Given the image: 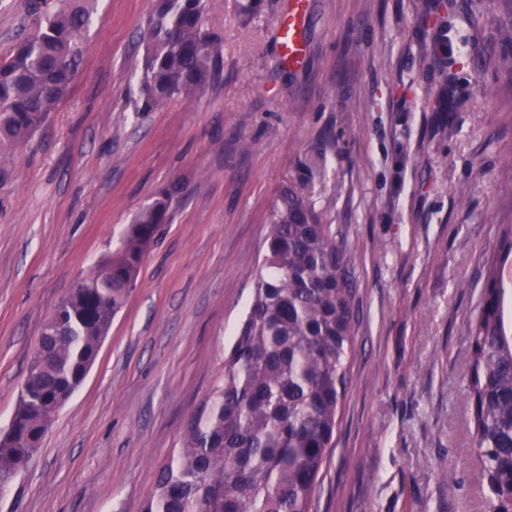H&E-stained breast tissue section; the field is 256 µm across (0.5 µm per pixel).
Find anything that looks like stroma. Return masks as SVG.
Instances as JSON below:
<instances>
[{"instance_id":"obj_1","label":"stroma","mask_w":512,"mask_h":512,"mask_svg":"<svg viewBox=\"0 0 512 512\" xmlns=\"http://www.w3.org/2000/svg\"><path fill=\"white\" fill-rule=\"evenodd\" d=\"M287 4L248 18L239 0H211L222 72L193 101L144 112L153 0H98L68 96L0 150V431L56 304L176 190L137 288L0 512H141L224 368L289 183L346 236L357 315L313 512H490L467 328L512 224L499 176L512 44L496 38L512 0H310L299 67L280 52ZM34 19L33 0H0V56ZM477 81L495 93L471 94Z\"/></svg>"}]
</instances>
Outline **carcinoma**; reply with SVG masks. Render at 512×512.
I'll return each instance as SVG.
<instances>
[{"mask_svg": "<svg viewBox=\"0 0 512 512\" xmlns=\"http://www.w3.org/2000/svg\"><path fill=\"white\" fill-rule=\"evenodd\" d=\"M95 0H58L35 32L0 59V145L26 142L70 92L81 37ZM209 0H155L146 27L141 110L195 98L221 72L224 42L205 29ZM174 190L140 210L117 250L77 281L42 329L46 354L30 357L11 419L0 438V485L39 450L55 415L94 364L112 319L136 288L140 265ZM246 317L224 372L194 413L181 447L160 470L142 512H312L350 383L356 322L350 256L342 234L322 221L294 186L281 189ZM512 224L486 261V282L468 325L467 396L474 447L492 512H512V321L506 266Z\"/></svg>", "mask_w": 512, "mask_h": 512, "instance_id": "1", "label": "carcinoma"}]
</instances>
